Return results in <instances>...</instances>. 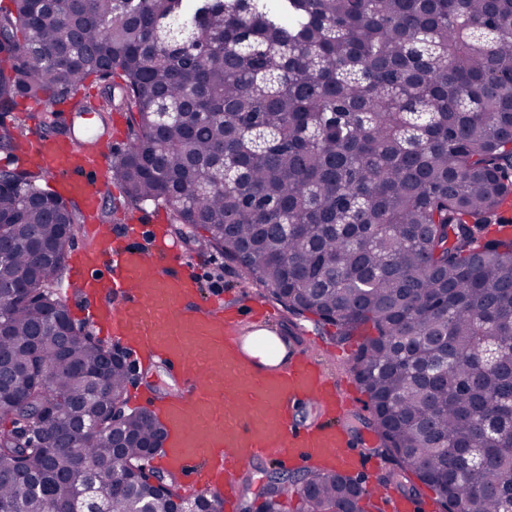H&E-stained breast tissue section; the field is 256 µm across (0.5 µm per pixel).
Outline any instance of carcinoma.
<instances>
[{
	"label": "carcinoma",
	"instance_id": "carcinoma-1",
	"mask_svg": "<svg viewBox=\"0 0 512 512\" xmlns=\"http://www.w3.org/2000/svg\"><path fill=\"white\" fill-rule=\"evenodd\" d=\"M0 106L75 96L112 76L128 114L112 178L128 205L242 267L295 317L361 339L350 372L378 402L381 446L445 512H512V0H10ZM0 128V150L27 135ZM77 207L0 170V512H171L128 465L158 437L141 411L115 448L103 416L128 376L49 291ZM21 384L32 415L18 419ZM24 461L21 471L18 462ZM366 512L347 479L311 471L263 512Z\"/></svg>",
	"mask_w": 512,
	"mask_h": 512
}]
</instances>
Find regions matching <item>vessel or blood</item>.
<instances>
[{
    "label": "vessel or blood",
    "instance_id": "vessel-or-blood-1",
    "mask_svg": "<svg viewBox=\"0 0 512 512\" xmlns=\"http://www.w3.org/2000/svg\"><path fill=\"white\" fill-rule=\"evenodd\" d=\"M76 120V113H59L58 133H29L19 153L51 179L57 194L95 214L104 203L98 185L113 140ZM92 233L94 245L74 250L69 260L68 283L82 295L80 317L182 385L163 401L142 389L132 393L134 403L151 406L164 425L159 468L194 492L216 491L226 512L233 507L235 474L259 455L283 467L352 477L372 469L341 421L353 396L349 382L327 375L323 358L299 337L273 331L276 312L264 301L242 305L203 296L163 212ZM310 405L320 416L314 424L303 415ZM380 502V512L430 509L388 494Z\"/></svg>",
    "mask_w": 512,
    "mask_h": 512
}]
</instances>
